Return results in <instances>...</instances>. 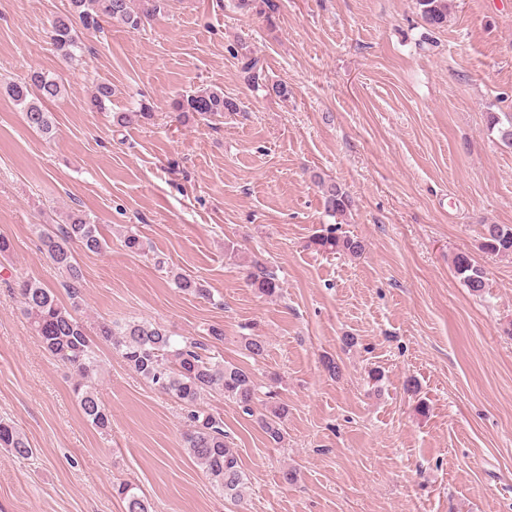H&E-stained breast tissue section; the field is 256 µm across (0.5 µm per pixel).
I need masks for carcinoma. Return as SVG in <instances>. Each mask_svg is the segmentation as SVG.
I'll return each mask as SVG.
<instances>
[{
  "label": "carcinoma",
  "instance_id": "carcinoma-1",
  "mask_svg": "<svg viewBox=\"0 0 512 512\" xmlns=\"http://www.w3.org/2000/svg\"><path fill=\"white\" fill-rule=\"evenodd\" d=\"M133 2L71 0V10L51 22L49 34L54 49L63 59L71 60L81 50L77 27L99 31L102 23L117 22L128 29L138 30L164 11L167 0H142V7L138 10L133 7ZM416 5L428 25L441 27L448 21L449 0H416ZM9 91L12 99L21 106L28 126L46 136L51 135L53 122L46 104L63 95L64 85L41 71L33 70L23 80L11 84ZM111 101L112 86L100 84L90 97L89 105L96 111L105 112ZM170 107L184 119H205L240 111L239 104L225 97L222 90L208 87L173 99ZM152 119L153 112L146 104L116 115V123L120 126L145 125ZM323 205L329 215L342 216L350 208L351 199L342 186L329 183L323 189ZM37 234L51 264L66 276L63 288L67 291L70 305H63L53 290L34 278L17 279L13 292L44 350L75 375L74 393L84 417L100 433L107 435L112 430V415L91 386L100 367L97 346L77 316L82 273L75 257V249L98 253L106 246V241L100 236L98 225L79 209L70 211L61 224L38 226ZM314 244L351 256L362 252L358 240L347 235L339 236L333 228L316 236ZM481 248L490 255L512 253V227L484 225ZM455 269L471 292H483L485 272L468 255L460 253L455 257ZM247 277L251 287L261 294L268 297L278 295L280 284L276 274L260 262L252 263ZM174 283L192 295L209 296L208 290L194 280L176 276ZM97 331L129 369L154 389L189 407L188 428L182 434L187 456L202 469L212 487L224 498L237 502L243 500L248 478L228 436L224 434V422L197 407L202 395L217 392L237 404L243 413L250 416L254 413L258 387L253 376L235 364L224 362V356L217 350L216 343L224 340V330L212 325L199 339L185 336L177 339L160 323L133 320L123 324L101 322ZM244 349L251 358L262 359L266 356L267 343L262 336H246ZM287 416L288 406L276 402L257 419L259 428L270 442H282ZM0 448L21 459L27 460L33 455V448L24 434L14 423L2 419ZM117 494L125 502V512H149L148 501L133 485L120 484Z\"/></svg>",
  "mask_w": 512,
  "mask_h": 512
}]
</instances>
